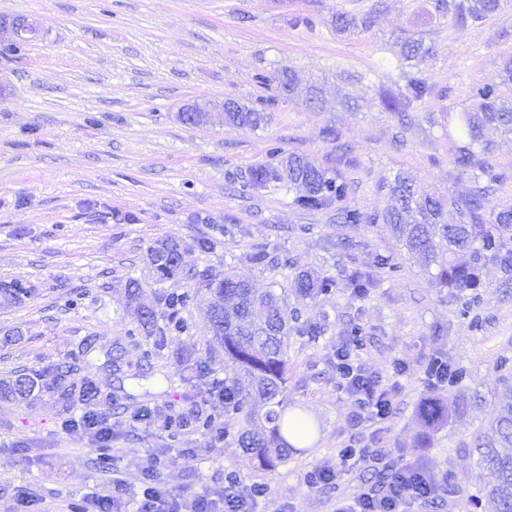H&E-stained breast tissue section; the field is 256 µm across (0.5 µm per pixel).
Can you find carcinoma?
Masks as SVG:
<instances>
[{
  "instance_id": "1",
  "label": "carcinoma",
  "mask_w": 512,
  "mask_h": 512,
  "mask_svg": "<svg viewBox=\"0 0 512 512\" xmlns=\"http://www.w3.org/2000/svg\"><path fill=\"white\" fill-rule=\"evenodd\" d=\"M502 8V0H434L435 12L451 16L454 25L465 27L471 22L494 18ZM338 12L334 26L340 34H361L372 24V12ZM432 47L415 34L403 38L397 56L396 90L385 93L382 102L397 123L404 127L415 119L413 111L432 93L426 77L417 69V61L429 55ZM275 85L278 96L292 98L296 90L293 69L282 66L271 75L260 76V83ZM270 100L251 104L237 103L235 110L224 113V123L241 130H257L269 120ZM494 128L512 134V55L503 57L500 81L471 88L468 104L452 113L448 135L456 141L453 163L457 169L473 176L474 187L469 196L459 199L450 194L430 192L404 175L397 174L377 186L388 199L386 208L366 215L358 209L343 210L346 224H387L406 253L417 258L438 288L461 292L480 286V266L487 261L499 263L512 276V204L490 207L496 186L507 175L495 171L482 155L489 153L484 131ZM268 161L249 172L250 185L264 188L270 183L291 190L303 189L293 200L305 210H321L340 202L352 191V185L341 178L333 167H325L299 153H286L272 145L267 149ZM456 214V222L445 220L448 210ZM181 245L173 238L158 241L148 253L157 282L179 280L185 276L180 261ZM0 293L7 302H22L35 288L25 281L8 283ZM335 281L306 270L294 273L291 288L297 303H305L332 291ZM205 294L208 305L204 318L207 330L222 348L224 362L232 374L224 378V413L242 416L245 427L236 442L248 460L264 469H272L288 460L295 446L288 433L311 436L313 424L302 414L288 412L285 402L288 373V336L296 333L315 341L323 329L317 323L296 325L300 310L288 309L286 296L268 289L254 288L246 278L223 273L198 275L195 291L178 293L161 290L157 308L139 310V326L152 349L142 352L150 359L153 351L163 347L172 332H186L188 324L180 311ZM73 365L61 363L53 368L50 392L63 402L69 413L78 405L89 406L99 400L100 393L92 381L72 377ZM37 383L27 375H19L12 383L0 385V397L26 398ZM475 397L458 396L453 405L439 398L423 401L418 407L422 431L414 439L417 448L432 445L434 433L448 424L450 417L466 412ZM193 429L212 439L231 436L224 419L215 414L190 413L171 423L178 433ZM471 448L479 454L482 468L479 491L496 502L497 512H512V386L499 400L496 419L476 433Z\"/></svg>"
}]
</instances>
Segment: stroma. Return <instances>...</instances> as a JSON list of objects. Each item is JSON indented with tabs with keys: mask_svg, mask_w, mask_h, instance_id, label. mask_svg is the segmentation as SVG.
I'll return each instance as SVG.
<instances>
[{
	"mask_svg": "<svg viewBox=\"0 0 512 512\" xmlns=\"http://www.w3.org/2000/svg\"><path fill=\"white\" fill-rule=\"evenodd\" d=\"M372 2L0 0L1 15H25L41 27L20 51L0 47V280L35 288L23 303L0 300V382L76 362L101 393L93 410L112 423L113 457L111 468H99L98 449L62 430L56 395L0 399V512H71L101 495L133 512L154 486L180 501L204 495L218 502L230 473L262 487L255 512H338L406 463L438 483L434 496L409 501L407 512H496L488 498L469 503L481 469L468 445L495 417L504 379L512 380V281L490 261L479 288L449 293L432 286L388 225L341 224L335 207L303 210L294 192L248 184L250 169L276 142L336 166L354 184L349 209L382 211L387 199L377 185L399 172L455 196L472 189L471 176L452 163L442 115L460 110L473 85L498 80L503 56L512 54V0L497 17L463 29L432 18L433 0H385L369 33L336 34V12H362ZM413 32L433 46L420 69L434 92L418 110L436 120L413 126L397 145L380 94L392 87L397 38ZM282 66L297 78L290 100L258 81ZM314 79L325 83L315 109L302 102ZM346 96L356 111L342 109ZM270 97L271 120L254 131L225 126L219 112L197 126L178 118L197 102ZM329 128L338 140L326 138ZM216 224L228 229L223 246L201 252L197 240ZM165 237L180 242L184 268L245 277L257 288L287 283L280 269L244 262L258 248L336 280L332 294L304 307L323 336L288 340L286 400L315 431L276 469L257 468L235 443L210 447L194 433L174 441L159 423L128 418L127 408L139 404L164 415L223 409L210 395L226 370L205 326V297L182 313L191 334L168 336L150 361L129 343L137 314L124 286L139 279L140 304L155 306L160 286L147 251ZM341 238L348 251L337 250ZM381 256L392 257L394 268H379ZM351 272L370 280L366 297L354 296ZM73 291L81 294L77 307L64 308ZM355 326L357 362L390 394L383 419L369 417L336 375V349ZM88 339L97 350L85 357ZM188 350L208 372L179 363ZM436 359L454 378H427ZM462 392L482 400L435 433L433 447H412L419 403ZM344 448L378 457L310 489L307 472L336 469Z\"/></svg>",
	"mask_w": 512,
	"mask_h": 512,
	"instance_id": "35a3bbf8",
	"label": "stroma"
}]
</instances>
